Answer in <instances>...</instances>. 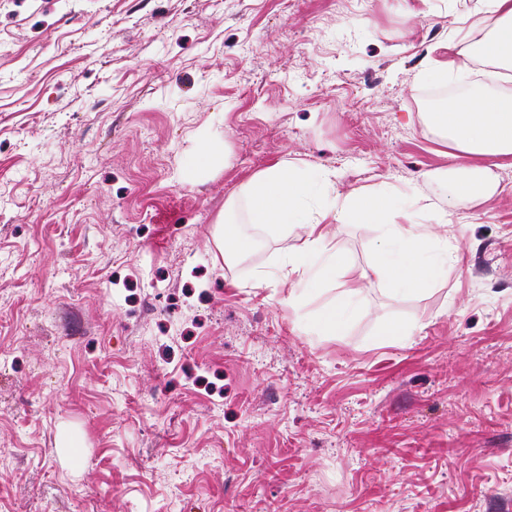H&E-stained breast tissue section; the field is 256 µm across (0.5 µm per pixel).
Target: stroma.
I'll list each match as a JSON object with an SVG mask.
<instances>
[{"mask_svg": "<svg viewBox=\"0 0 512 512\" xmlns=\"http://www.w3.org/2000/svg\"><path fill=\"white\" fill-rule=\"evenodd\" d=\"M477 0H0V512H512V167L449 211L426 96H512ZM210 152L208 166L198 163ZM283 160L418 189L439 279L394 298L374 224L340 330L214 225ZM407 333L387 336L385 323Z\"/></svg>", "mask_w": 512, "mask_h": 512, "instance_id": "1", "label": "stroma"}]
</instances>
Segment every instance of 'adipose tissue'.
<instances>
[{
    "instance_id": "adipose-tissue-1",
    "label": "adipose tissue",
    "mask_w": 512,
    "mask_h": 512,
    "mask_svg": "<svg viewBox=\"0 0 512 512\" xmlns=\"http://www.w3.org/2000/svg\"><path fill=\"white\" fill-rule=\"evenodd\" d=\"M478 14L494 18L490 38L481 50L499 65L512 68V0H478ZM429 130L453 149L458 179L455 205L478 204L491 198L498 183L489 169L478 167L481 158H512V97L491 101L462 100L451 108L424 115ZM387 188L340 193L336 173H312L304 164L288 160L255 173L239 198L228 200L214 232L216 251L225 263L241 258L250 246L236 217L247 207V221L280 233L299 227L300 246L286 251L273 270L259 272L257 285L287 288L288 303L298 306L311 285L328 275L338 276L336 308L322 317L323 335L335 334L342 312L358 298L361 286L351 279L346 254L335 245L340 224H376L382 233L381 259L371 272L388 285L392 296L419 295L439 276L436 264L422 261L435 239L424 225L414 223L409 207H395Z\"/></svg>"
}]
</instances>
